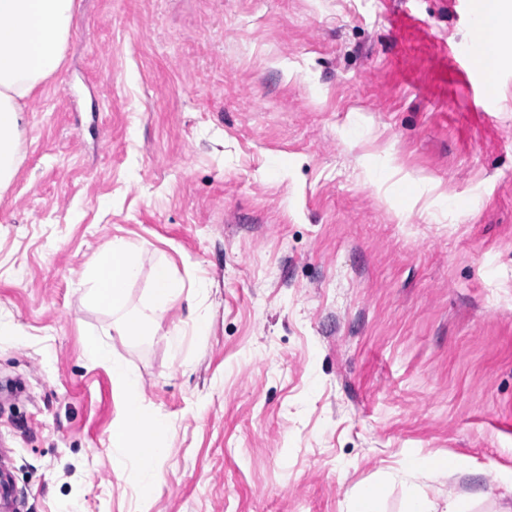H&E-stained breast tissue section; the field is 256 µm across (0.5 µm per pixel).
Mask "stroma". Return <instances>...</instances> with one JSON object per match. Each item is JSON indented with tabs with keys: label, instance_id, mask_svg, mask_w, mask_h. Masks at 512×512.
<instances>
[{
	"label": "stroma",
	"instance_id": "obj_1",
	"mask_svg": "<svg viewBox=\"0 0 512 512\" xmlns=\"http://www.w3.org/2000/svg\"><path fill=\"white\" fill-rule=\"evenodd\" d=\"M473 0H77L0 193V501L13 512H346L410 456L439 512L512 507V41L492 111L448 49ZM133 241L124 336L87 297ZM206 315L204 334L193 330ZM186 336L173 352L168 332ZM97 335L167 425L159 482L112 462ZM140 261L136 245L128 239L116 237L101 253L91 269L88 298L97 304L112 308L118 316V327L126 335L138 336L157 330L168 305L182 293L183 285L164 260L152 268V296L146 311L131 314L127 311L125 286L137 279Z\"/></svg>",
	"mask_w": 512,
	"mask_h": 512
}]
</instances>
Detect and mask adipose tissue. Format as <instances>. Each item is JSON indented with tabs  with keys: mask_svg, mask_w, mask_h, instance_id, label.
Instances as JSON below:
<instances>
[{
	"mask_svg": "<svg viewBox=\"0 0 512 512\" xmlns=\"http://www.w3.org/2000/svg\"><path fill=\"white\" fill-rule=\"evenodd\" d=\"M473 13L477 28L472 37L481 45L479 61L487 70H498L503 63L501 39L512 32V0H474ZM74 15L75 0H0V192L10 185L18 167L26 102L60 68ZM139 273L136 245L116 237L89 276V299L110 307L119 329L129 336L158 329L169 304L183 289L168 262L157 261L149 307L129 313L126 286ZM86 350L111 371L121 408L112 427V458L136 467L140 487L152 486L159 479L155 463L167 452L161 419L145 404L138 375L114 358L104 341L89 337Z\"/></svg>",
	"mask_w": 512,
	"mask_h": 512,
	"instance_id": "obj_1",
	"label": "adipose tissue"
}]
</instances>
